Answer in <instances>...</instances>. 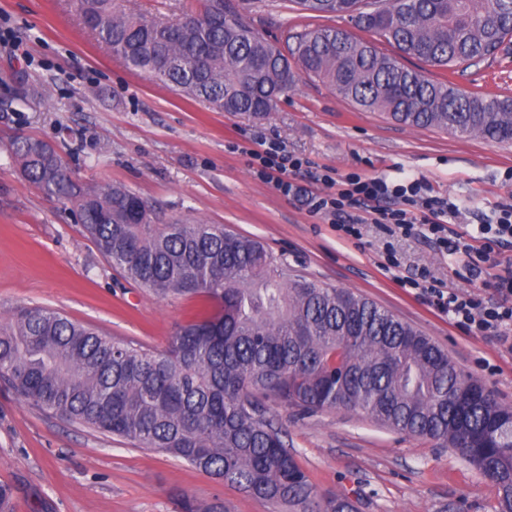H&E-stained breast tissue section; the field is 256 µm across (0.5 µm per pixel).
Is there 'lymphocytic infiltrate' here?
<instances>
[{
  "instance_id": "f902f5d3",
  "label": "lymphocytic infiltrate",
  "mask_w": 512,
  "mask_h": 512,
  "mask_svg": "<svg viewBox=\"0 0 512 512\" xmlns=\"http://www.w3.org/2000/svg\"><path fill=\"white\" fill-rule=\"evenodd\" d=\"M235 152L243 155L248 167L262 182L270 184L284 197L301 198L310 213L328 216L338 232L351 239H360L361 227L372 222L388 235H411L416 225L424 224L436 243L443 248L459 252V242L445 236L444 219L457 213L450 199L431 196L423 180L392 182L384 178H365L356 173L333 177L323 170L316 177L323 191L301 195L292 181L293 172L300 170L304 158L289 152L281 143L272 141L257 150L235 145ZM363 201L373 204L370 216L355 214L353 207ZM400 284L419 290L420 294L437 309L448 313L454 323L469 334L500 337L504 329L512 326V270L498 276L494 288L496 299L487 300L474 292L460 293L443 290L428 270L404 276Z\"/></svg>"
}]
</instances>
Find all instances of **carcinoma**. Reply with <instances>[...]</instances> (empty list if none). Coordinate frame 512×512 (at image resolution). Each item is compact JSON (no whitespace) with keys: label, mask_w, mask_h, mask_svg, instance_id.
<instances>
[{"label":"carcinoma","mask_w":512,"mask_h":512,"mask_svg":"<svg viewBox=\"0 0 512 512\" xmlns=\"http://www.w3.org/2000/svg\"><path fill=\"white\" fill-rule=\"evenodd\" d=\"M84 25L128 68L223 112L267 115L300 74L363 111L409 128L512 143V96L462 93L334 27L299 34L291 54L260 37L236 0H203L177 23L125 0H74ZM347 13L403 56L448 68L495 56L512 39V0H294ZM25 180L77 209L87 237L126 279L215 311L153 352L48 308L0 321V380L29 405L138 448L163 451L288 512H358L318 497L288 450L277 406L296 418L361 411L450 448L490 478L512 512V407L467 381L439 346L369 298L325 288L222 224L155 223L130 189L83 184L47 142L11 143ZM182 512H226L182 501Z\"/></svg>","instance_id":"cac0c4a2"}]
</instances>
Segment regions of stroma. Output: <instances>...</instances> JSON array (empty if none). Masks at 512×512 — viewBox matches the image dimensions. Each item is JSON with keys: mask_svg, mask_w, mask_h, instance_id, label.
I'll list each match as a JSON object with an SVG mask.
<instances>
[{"mask_svg": "<svg viewBox=\"0 0 512 512\" xmlns=\"http://www.w3.org/2000/svg\"><path fill=\"white\" fill-rule=\"evenodd\" d=\"M260 36L277 44L322 25L347 32L348 16L302 17L294 0H245ZM407 67L461 91L512 96V44L492 58L443 70ZM29 102L0 109V319L46 307L136 347L165 350L201 301L162 298L127 282L81 231L70 203L25 181L10 151L19 136L54 145L86 184L121 183L161 220L221 224L260 240L291 273L361 293L430 336L464 375L512 406V338L464 333L415 290L382 270L393 242L401 275L428 267L444 287L482 286L512 264V246L477 254L478 226L512 199V145L413 129L362 112L314 78L302 79L266 116L228 114L128 69L86 30L71 0H0V106L17 85ZM272 139L343 175L425 180L460 209L447 227L474 248L448 254L424 236L388 238L377 225L340 236L299 200L249 173L230 143ZM286 441L321 497L349 495L360 512H495L496 485L433 440L327 409L284 422ZM0 485L11 512H180L182 497L223 502L227 512H276L275 505L154 449L47 416L0 383Z\"/></svg>", "mask_w": 512, "mask_h": 512, "instance_id": "1", "label": "stroma"}]
</instances>
